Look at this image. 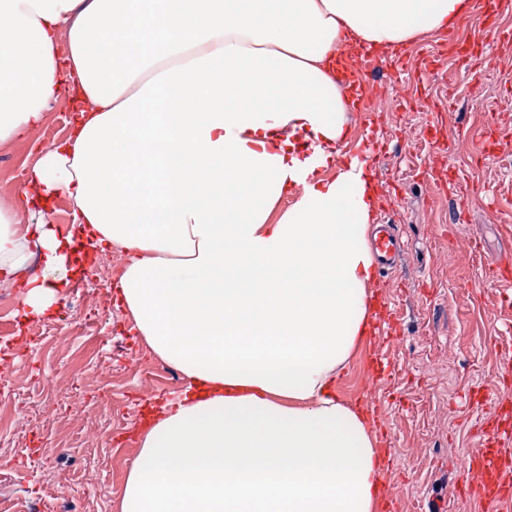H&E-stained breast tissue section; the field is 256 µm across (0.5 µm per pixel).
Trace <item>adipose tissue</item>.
<instances>
[{
	"label": "adipose tissue",
	"mask_w": 512,
	"mask_h": 512,
	"mask_svg": "<svg viewBox=\"0 0 512 512\" xmlns=\"http://www.w3.org/2000/svg\"><path fill=\"white\" fill-rule=\"evenodd\" d=\"M472 0H0V142L76 78L74 133L0 206V285L21 315L78 273V239L127 253L119 294L185 379L143 437L122 512H378L382 459L334 381L367 331L376 197L364 164L317 178L344 134L329 62L454 28ZM159 36L137 48L134 20ZM66 32L67 56L57 52ZM149 192H142V185ZM299 191L277 212L283 195ZM67 197L61 229L19 223Z\"/></svg>",
	"instance_id": "obj_1"
}]
</instances>
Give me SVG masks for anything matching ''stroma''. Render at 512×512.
<instances>
[{
	"instance_id": "obj_1",
	"label": "stroma",
	"mask_w": 512,
	"mask_h": 512,
	"mask_svg": "<svg viewBox=\"0 0 512 512\" xmlns=\"http://www.w3.org/2000/svg\"><path fill=\"white\" fill-rule=\"evenodd\" d=\"M491 65L460 69L451 52L435 63L426 106L421 112L399 111L400 91L417 96V83L401 88L392 82L385 100L374 103L378 122L362 127L356 113H346V137L375 141L381 147L366 174L386 194L372 221L401 225L407 253L384 279H372V293H387L395 330L375 346L353 352L336 381V392L351 404L363 403L357 371L376 356L384 377L373 388L385 409L384 419L369 418L384 459L381 483L389 488L397 512H482L480 504L457 497L454 479L463 454L477 456L484 446L476 435L492 406L464 401L472 387L494 380L498 393L512 400V379L503 378V357L512 352V299L481 281L484 264L499 253H512V213L489 214L473 200L465 220H457V197L428 177L429 165L452 168L469 184L493 185L512 198V150L479 159L470 135L497 126L512 131V112L493 114L483 106L494 98L512 99V44L494 47ZM452 105L446 137L451 145L439 153L431 126L436 108ZM31 129L0 145V192L15 199L20 182L14 171L30 172L41 155ZM478 240L470 248L468 240ZM103 282L98 268L72 281L61 300L42 319L21 321V301L7 309L17 337L27 347L10 369L16 399L12 412L29 414L30 425L0 432V512H121L128 473L141 451L152 421L153 401L171 399L185 385L182 373L154 354L133 317L119 300L118 277ZM108 292L110 312L91 325L83 317ZM81 371L79 385L87 399L75 412L45 410L43 380H57L69 391L70 376ZM44 441L40 464L20 458L33 437Z\"/></svg>"
}]
</instances>
